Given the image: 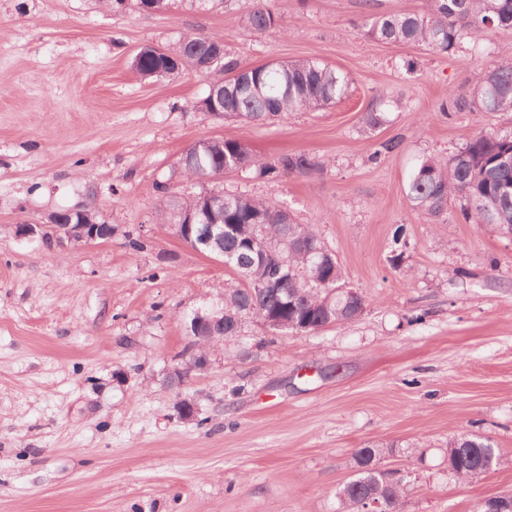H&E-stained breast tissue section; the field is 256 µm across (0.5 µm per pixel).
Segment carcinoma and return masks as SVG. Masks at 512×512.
I'll use <instances>...</instances> for the list:
<instances>
[{
  "label": "carcinoma",
  "instance_id": "obj_1",
  "mask_svg": "<svg viewBox=\"0 0 512 512\" xmlns=\"http://www.w3.org/2000/svg\"><path fill=\"white\" fill-rule=\"evenodd\" d=\"M423 13L369 15L363 35L384 43L422 46L435 53H450L464 39L478 41L494 29H512V0H430ZM256 32L281 28L280 18L265 3L243 17ZM221 57L223 75L240 67L236 53L217 34L187 33L163 54L148 46L133 59V68L144 80H172L186 66ZM252 87L224 90V121L268 123L294 112L328 108L346 94L349 79L339 70L313 59L283 60L278 64L257 65L246 74ZM456 112H512V62L486 70L470 89L448 92V105L440 110ZM385 111L372 105L364 117V130L373 131L385 122ZM324 163L307 153H285L267 162L250 153L238 141L212 138L205 146H190L180 160L181 174L200 180L219 172L250 171L256 177L276 180L292 174L322 169ZM160 208L170 223L197 212L202 194L182 197L171 192L168 183L156 185ZM452 197L466 201L473 222L502 230L512 228V130L493 135H476L456 153L428 157L411 173L406 187L410 208L430 218L448 210ZM224 241L218 251L224 266L238 276V284L224 290V337L238 334L232 316L263 321L277 313L284 331L312 333L328 323L345 324L358 319V307L365 306L361 292L351 297L340 264L313 252L319 237L312 225L298 224L285 208L248 195L224 196ZM102 223L103 215L93 201L78 208L73 223ZM262 227L261 237L276 242L282 225H293L292 234L299 249L286 255L281 264L259 262L257 250L247 245L252 225ZM336 290L330 309L324 308L326 291ZM385 449L378 446L357 448L353 454L357 472L339 492L340 512H360L366 502L381 499L389 512H402L411 491L402 479L387 480L373 468ZM501 462L490 440L473 435L448 443V469L459 479L474 481Z\"/></svg>",
  "mask_w": 512,
  "mask_h": 512
}]
</instances>
